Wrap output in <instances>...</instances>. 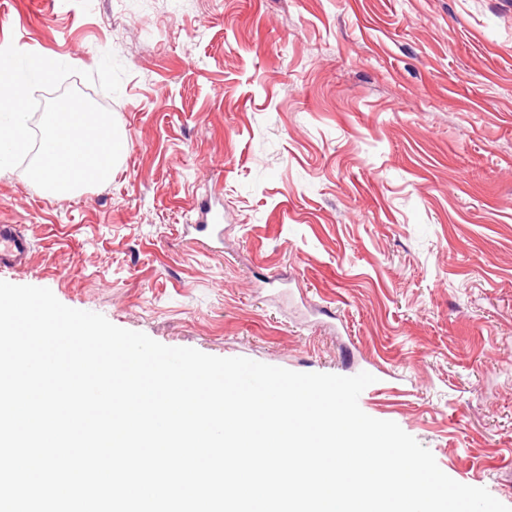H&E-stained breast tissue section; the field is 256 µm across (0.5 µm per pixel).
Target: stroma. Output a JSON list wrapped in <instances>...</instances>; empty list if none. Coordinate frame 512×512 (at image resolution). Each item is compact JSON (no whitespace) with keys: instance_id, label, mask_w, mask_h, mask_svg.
I'll return each instance as SVG.
<instances>
[{"instance_id":"obj_1","label":"stroma","mask_w":512,"mask_h":512,"mask_svg":"<svg viewBox=\"0 0 512 512\" xmlns=\"http://www.w3.org/2000/svg\"><path fill=\"white\" fill-rule=\"evenodd\" d=\"M128 142L50 197L0 169V274L171 347L374 371L359 400L512 506V0H0V48ZM118 95L85 82L105 51ZM224 210V235L192 228ZM31 256V243L14 224H0V269L25 266Z\"/></svg>"}]
</instances>
